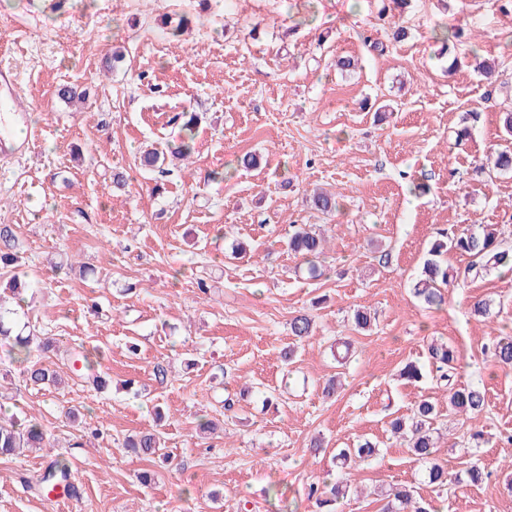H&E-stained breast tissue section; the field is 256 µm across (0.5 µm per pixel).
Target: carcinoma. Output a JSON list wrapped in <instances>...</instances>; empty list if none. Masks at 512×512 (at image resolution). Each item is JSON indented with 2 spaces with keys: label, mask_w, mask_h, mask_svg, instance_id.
Segmentation results:
<instances>
[{
  "label": "carcinoma",
  "mask_w": 512,
  "mask_h": 512,
  "mask_svg": "<svg viewBox=\"0 0 512 512\" xmlns=\"http://www.w3.org/2000/svg\"><path fill=\"white\" fill-rule=\"evenodd\" d=\"M326 237L317 234L303 224L293 226L288 239V247L295 257L307 264V272L312 278L322 275L318 259L325 253ZM459 253L470 257L468 265L462 271L448 265L447 256ZM421 276L412 288L415 298L429 308L440 307L445 303L444 290L453 282L475 280L500 268L512 267V249L503 247L494 230L488 226L479 232L460 234L446 240H437L431 244ZM295 340L301 341L311 335L312 318L305 312L295 315L290 322ZM0 342L23 355L24 373L32 386H57L62 381L56 363L45 359L42 352L47 345L33 335L14 332L10 312L0 307ZM484 351L501 366H512V336L494 337L484 346ZM427 360L430 373L437 384L448 396V412L473 417L485 407V392L477 386L458 384L461 366L458 365L453 351L444 343L435 341L427 344ZM83 364L84 372L80 377L94 386L101 383L100 376L91 371L90 354L83 347L74 349L72 364ZM439 416L437 405L431 400H420L410 421L400 418L391 421L390 428L394 437L406 443L411 453L425 467L429 482L444 485L448 482L446 465L436 456L433 438L434 423ZM41 425L35 421L15 417L8 422L0 421V455H10L20 448H41L44 442ZM125 447L137 456H150L159 449V436L154 432H140L127 439ZM378 445L365 438L355 448H342L336 454L339 468L347 469L350 463L368 461L376 456ZM69 466L65 462L54 464L51 471L39 480V487L48 491L59 486V481L67 479ZM349 492L344 476H339L331 485L309 484L308 499L315 501L319 512H337ZM386 503L383 512H435L424 503L414 499V490L410 485H393L385 491Z\"/></svg>",
  "instance_id": "cac0c4a2"
}]
</instances>
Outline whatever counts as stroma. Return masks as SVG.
I'll list each match as a JSON object with an SVG mask.
<instances>
[{
    "label": "stroma",
    "instance_id": "35a3bbf8",
    "mask_svg": "<svg viewBox=\"0 0 512 512\" xmlns=\"http://www.w3.org/2000/svg\"><path fill=\"white\" fill-rule=\"evenodd\" d=\"M442 27L461 34L453 70ZM511 33L504 0H65L53 12L0 0V68L31 104V149L0 161V226L37 283L25 319L59 350L84 345L106 381L98 390L70 374L40 389L0 347V412L31 417L48 441L0 458V512H314L308 484L362 437L379 451L351 468L344 512H381L397 483L436 512H512V370L482 349L512 331V273L455 282L437 309L409 293L440 230L492 224L512 248V173L480 171L490 151L512 149L501 137ZM116 49L123 61L104 71ZM340 55L358 68L337 71ZM484 58L496 64L488 79L474 70ZM67 83L87 100L57 98ZM182 111L200 117L190 159L140 169L145 148L178 145ZM250 154L259 163L247 168ZM116 168L129 175L121 191ZM316 188L335 193V211L312 207ZM293 224L324 230L321 277L288 252ZM235 239L250 257L232 256ZM477 298L491 300L493 320L473 314ZM359 307L370 331L351 326ZM301 311L316 329L298 345ZM433 337L453 349L460 384L485 390L477 418L448 415L429 379L400 378ZM333 375L342 386L328 399ZM246 384L258 394L225 410ZM424 397L441 411L444 488L389 432ZM203 416L216 433L199 435ZM152 429L160 456L129 454L125 438ZM473 430L488 442L470 450ZM315 436L325 451L310 449ZM57 460L78 494L54 504L35 480ZM474 464L490 479L464 481Z\"/></svg>",
    "mask_w": 512,
    "mask_h": 512
}]
</instances>
